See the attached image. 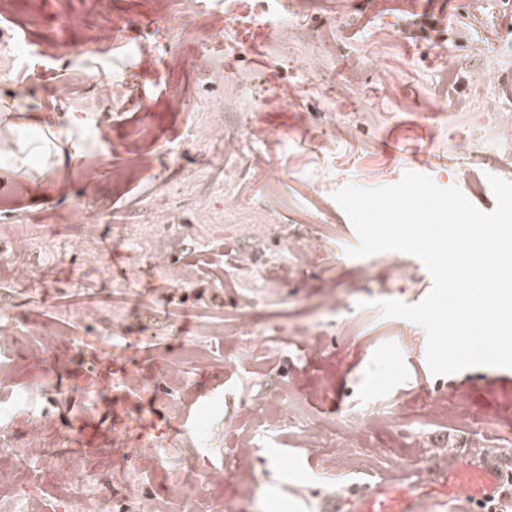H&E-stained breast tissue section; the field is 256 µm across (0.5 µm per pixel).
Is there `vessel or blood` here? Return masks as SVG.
I'll return each mask as SVG.
<instances>
[{
  "instance_id": "obj_1",
  "label": "vessel or blood",
  "mask_w": 512,
  "mask_h": 512,
  "mask_svg": "<svg viewBox=\"0 0 512 512\" xmlns=\"http://www.w3.org/2000/svg\"><path fill=\"white\" fill-rule=\"evenodd\" d=\"M512 494V481L495 456L452 453L429 483H378L342 502V512H426L437 503L464 498L481 507Z\"/></svg>"
}]
</instances>
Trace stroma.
Wrapping results in <instances>:
<instances>
[{
  "label": "stroma",
  "instance_id": "1",
  "mask_svg": "<svg viewBox=\"0 0 512 512\" xmlns=\"http://www.w3.org/2000/svg\"><path fill=\"white\" fill-rule=\"evenodd\" d=\"M470 0H203L198 18L212 36L211 53L200 52L193 32L181 24L171 0H112L108 13L92 15L88 0H0V29H24L36 42L52 40L55 57L46 87L18 88L0 75V151L11 190L0 195V255L26 240L52 249L51 258L33 256V284L0 279V314L10 325L0 335L9 350L10 386L32 415L47 417L46 442L34 486L59 493L56 464L87 468L108 480L110 512H124V474L136 463V448L118 441L127 426L168 442L164 457L141 479L143 491L165 498L172 473L187 465L211 464L224 476V501L239 502L232 466L224 461L226 439L238 433L241 400L282 388L288 405L312 421L343 427L356 411L389 413L395 396H434L455 412L448 419L417 417L403 435L426 437L429 452L405 465L386 461L377 470L337 471L313 458L298 437L276 432L252 436V466L264 475L261 512H325L345 490L401 478L418 481L435 461L434 449L490 448L498 433L512 429V368L472 367L436 376L429 369L423 329L383 317L379 300L420 302L431 277L416 257L385 251L353 259L345 248L358 235L335 202V190L398 183L410 169L421 170L447 188L457 173L472 168L478 179L465 192L482 211L495 196L487 181H512L501 163L500 118L512 113V0H483L487 16L499 18L498 34L476 52L475 31L465 27ZM286 21L287 36L276 33ZM115 32L112 44L95 47L98 27ZM86 54L71 60V44ZM137 44L141 63L128 48ZM123 76L122 86L102 93L101 78ZM456 83L465 109L439 97L444 76ZM74 86L77 97L61 100L48 87ZM186 98V111L170 108ZM219 110L223 140H190L188 128H203L206 107ZM288 140L287 149L254 142L250 119ZM342 131L335 152L320 149L328 122ZM245 149L266 150L271 176L254 173L245 159L224 155V139ZM147 153L152 165L138 169L127 158ZM182 191L167 209L153 200L171 186ZM214 222L226 215L250 224L274 221L305 233L311 222L332 224L333 264L295 268L288 308L317 316L322 296L311 285L337 282L354 313L336 317L322 336L323 353L308 356L288 346L268 368L228 370L219 330L240 309L236 294L217 288L183 263L185 250L204 235L203 206ZM99 218V257L82 244L84 226ZM149 218L180 227L171 258L187 285L164 288L149 267L133 270L116 239L120 224ZM398 263L403 278L378 283L383 261ZM136 280V298L123 284ZM100 304L124 315L127 336L139 350L99 341L106 316L79 320L75 313ZM55 338L48 354L30 346L34 330ZM195 341L209 356L192 366L186 384L170 388L161 372L185 343ZM144 384L128 394L127 373ZM174 391L184 403L180 418L161 401ZM210 415L209 444L196 447L191 427L199 412Z\"/></svg>",
  "mask_w": 512,
  "mask_h": 512
}]
</instances>
